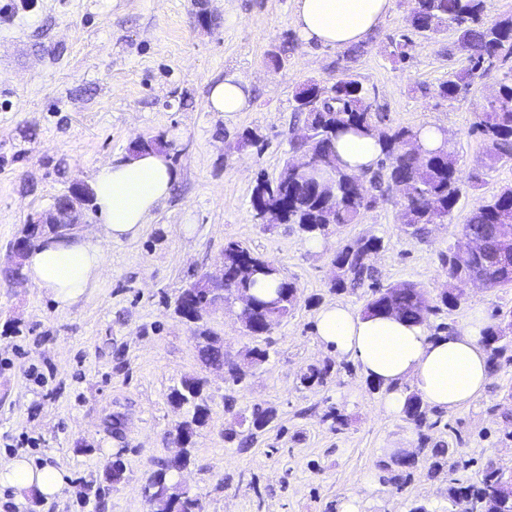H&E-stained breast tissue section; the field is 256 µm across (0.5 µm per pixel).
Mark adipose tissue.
Here are the masks:
<instances>
[{"label": "adipose tissue", "mask_w": 512, "mask_h": 512, "mask_svg": "<svg viewBox=\"0 0 512 512\" xmlns=\"http://www.w3.org/2000/svg\"><path fill=\"white\" fill-rule=\"evenodd\" d=\"M392 0H295L293 24L305 42L346 47L360 42L388 15ZM336 150L349 171L375 167L382 154L376 138L343 135ZM178 172L166 154H128L100 167L90 186L99 229L32 249L24 260L30 284L58 308L76 303L96 288L104 270V246L138 237L167 199ZM481 324L440 336L394 316L366 315L332 304L316 315L314 332L337 357L357 362L363 374L386 388L385 407L400 412L402 382L441 411L471 403L489 381ZM57 468L15 458L0 465V487L15 493L38 491L54 498L64 486Z\"/></svg>", "instance_id": "ef3b65f1"}]
</instances>
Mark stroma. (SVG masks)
<instances>
[{"mask_svg": "<svg viewBox=\"0 0 512 512\" xmlns=\"http://www.w3.org/2000/svg\"><path fill=\"white\" fill-rule=\"evenodd\" d=\"M413 8L414 0H393L384 22L351 49L305 43L292 25L293 0H0V461H47L66 480L52 501L1 488L0 512H150L143 486L179 452L171 433L183 413L168 394L186 376L206 378L211 415L172 479L199 496L203 512H342L352 500L359 512H448L449 479L475 481L490 461L512 473V363L473 403L428 410L421 433L387 412L384 390L313 330L321 306L359 313L371 295L367 287L331 290L340 245L381 238L371 258L380 284L436 292L448 280L440 253L462 242L480 200L512 184V162L484 169L474 128L485 99L512 78V59L475 76L456 100L440 97L439 83L468 63L453 30L413 34ZM401 42L403 60L394 54ZM345 73L368 90L381 127L447 128L463 189L451 223L411 235L393 186L319 252L294 225L254 220L257 179L278 176L303 132L296 88L311 78L328 88ZM227 77L249 85L247 108L230 117L206 105L211 85ZM246 132L254 142L243 141ZM158 135L179 177L137 239L106 244L99 288L60 310L33 285L4 278L21 224L72 183H90L138 138ZM231 242L274 261L299 288L292 313L261 339L242 334L233 305L208 318L228 359L241 361L254 346L269 353L238 386L204 367L193 325L174 313L182 288L216 271ZM461 292L458 307L429 317L430 335L476 317L488 326L512 311L510 287ZM326 365L324 385L302 384L308 368ZM258 407L277 417L257 441L225 440ZM332 407L345 418L337 432L322 420ZM435 446L447 448L454 474L429 472ZM398 448L422 455L400 487L382 479ZM116 456L123 478L96 497Z\"/></svg>", "mask_w": 512, "mask_h": 512, "instance_id": "obj_1", "label": "stroma"}]
</instances>
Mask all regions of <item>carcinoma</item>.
I'll return each mask as SVG.
<instances>
[{"label": "carcinoma", "mask_w": 512, "mask_h": 512, "mask_svg": "<svg viewBox=\"0 0 512 512\" xmlns=\"http://www.w3.org/2000/svg\"><path fill=\"white\" fill-rule=\"evenodd\" d=\"M484 0H417L408 19L409 27L416 33L436 35L445 28H453L456 45L467 55L469 66L454 73L438 87L439 96L454 100L470 86L474 74L490 70L500 60L512 58V15L491 23L483 21ZM296 111L306 115L309 130L307 141L293 146L296 152L309 153L318 166L331 168V178L324 180L314 172H296L283 165L278 178L257 184L251 195V208L267 205L272 212L273 224H295L304 239L326 236L333 228L352 224L362 210L372 207L385 196L384 184L399 183L410 189L409 196L400 209L401 221L412 229L415 236L429 233L432 223L448 221L462 194L458 182L456 158L447 146L416 152L419 148V130L407 127L382 128L373 120L372 104L363 85L345 76L336 80L332 93H327L315 80L301 85L295 93ZM475 129L485 145L484 168L496 169L503 162L512 161V82L502 81L496 94L487 98L477 114ZM346 133L358 136H375L382 145V158L375 169L366 173L374 193L360 191L358 175L340 162L336 139ZM169 144L161 136L140 138L130 147L132 153L148 151L166 152ZM504 225L512 227V186H506L491 198L480 202L472 210L464 230L484 237ZM44 229L28 220L18 238L37 245L41 243ZM382 248L377 237L360 239L336 250L334 258L340 266V275L331 289L344 291L369 284L371 298L365 313L372 315L396 314L413 324L424 323L429 316L458 305L455 284L472 272L483 275L488 287L512 286V270L500 266L499 260L488 254L475 255L469 264H460L441 254L442 266L448 268V285L431 296L413 284L383 287L369 256ZM279 283L271 295L257 292V288L274 278ZM224 281L227 288L242 289L252 294V306L247 315V325L256 337L273 330L294 310L298 302V287L280 277L279 268L271 261L255 255L238 243L231 242L224 248ZM210 305L206 287L197 288L195 294H179L174 313L181 319L196 312H204ZM198 353L207 367L227 366L224 376L234 384L242 383L246 375L224 360V345L205 325H197ZM498 324L484 328L483 342L490 349L491 371L502 362H512L509 347L498 342L501 335ZM206 381L200 377L185 378L175 385L170 402L188 408V415L178 429L192 435L193 427L204 425L210 409L205 396ZM404 413L416 427L427 423V413L419 396L410 394L405 399ZM275 411L258 409L253 412L249 431L242 439L246 443L274 420ZM189 454L179 462H166L149 477L144 488L151 512H202L199 497L181 493L172 483L169 473L185 464ZM498 470L488 463L476 481L470 483L449 479L448 507L456 500L470 498L481 512H512V496L493 494L498 483Z\"/></svg>", "instance_id": "1"}]
</instances>
